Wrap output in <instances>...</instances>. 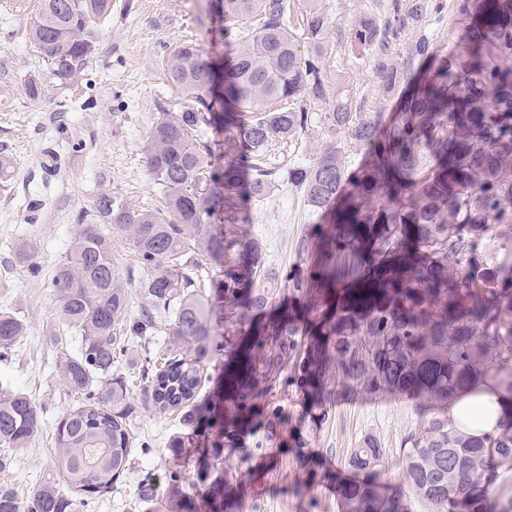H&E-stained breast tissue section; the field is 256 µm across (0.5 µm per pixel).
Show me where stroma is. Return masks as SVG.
<instances>
[{
    "label": "stroma",
    "mask_w": 512,
    "mask_h": 512,
    "mask_svg": "<svg viewBox=\"0 0 512 512\" xmlns=\"http://www.w3.org/2000/svg\"><path fill=\"white\" fill-rule=\"evenodd\" d=\"M367 0H322L332 20L324 67L329 77H342L354 93L358 110L386 125L396 115L401 88L385 89L369 57H356L348 25ZM441 16L428 17L406 32L408 39L433 36L439 53L456 51L467 25V0H447ZM37 0H0V152L13 168L0 177V308L19 316L27 330L13 355L0 359V381L28 393L44 412L43 434L23 451L16 464L0 471V483L19 492L54 466L51 425L71 400L58 380L57 355L63 335L57 300L47 288L57 262L69 250L81 216L90 214L98 194L123 197L137 209H157L162 193L153 182L143 142L161 112H176L187 101L164 76L165 59L176 45L192 40L208 55L223 54V45L206 36L208 0H112V12L98 30L96 50L78 83H55L29 28ZM44 86L40 98L26 90L30 78ZM331 102L310 106L303 131L288 142L272 145L260 163L268 169L267 189H240L247 222L244 240L256 241L264 256V276L257 285L263 306L246 307L242 326L216 315L218 340L225 348L206 370L219 379L236 344L260 335L264 324L289 317L291 348L279 369L261 378L249 422L224 439V481L238 494L236 512H341L333 474L357 478L350 465L356 448H381L382 482L405 486L399 448L428 414L414 400L389 392L360 390L337 393L341 376L328 368L326 390L307 395L299 380L318 314L316 294L304 295L296 279L315 272L320 246L332 226L312 212L293 172L308 166L326 146H336L346 171L362 154L325 121ZM34 247V263L16 257L21 242ZM131 469L107 497L82 512H148L136 503L141 474L185 469L196 471L188 448L196 437L179 413L141 410L133 430ZM182 439L185 453L170 445ZM323 475L312 478L307 463Z\"/></svg>",
    "instance_id": "stroma-1"
}]
</instances>
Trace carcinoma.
<instances>
[{"label": "carcinoma", "mask_w": 512, "mask_h": 512, "mask_svg": "<svg viewBox=\"0 0 512 512\" xmlns=\"http://www.w3.org/2000/svg\"><path fill=\"white\" fill-rule=\"evenodd\" d=\"M299 6L293 23L287 0H212L214 35L230 54L214 59L193 42L168 53L166 78L192 106L162 113L144 153L173 219L110 193L95 198L91 223L80 224L48 281L74 338L58 361L72 405L54 427L55 469L24 497L0 484V512H80L111 493L129 470L141 407L178 410L196 428L202 489L183 491L180 470L169 471L164 486L145 474L138 500H161L166 512H234L224 434L246 421L259 377L288 354L285 330L271 328L278 351L264 356L258 345L243 353L205 406L195 400L211 379L202 363L221 348L211 313L224 305L240 321L238 298L256 287L262 263L253 245L249 266H232L246 223L240 174L250 157L293 138L308 123V105L330 95L321 59L331 18L319 0ZM445 8L444 0H386L383 12L371 6L349 24L352 49L372 53L385 88L405 93L398 117L381 129L336 85L326 123L348 134L363 160L348 173L329 146L295 173L308 205L334 225L331 251L344 256L350 283L340 299L326 289L301 380L316 390L332 354L343 388L423 402L431 417L401 448L411 491L429 512H512V498L494 502L489 492L499 471L512 470V422L495 434L462 437L448 420L450 397L475 383L493 379L512 398V0H476L457 51L440 55L421 35L409 43L406 64L392 63L390 44ZM111 11L112 0H38L29 35L53 80L67 85L80 77L95 50V24ZM254 15L256 29L235 26ZM217 133L224 136L219 149ZM494 226L504 259L478 265L476 252ZM115 237L146 272L137 315L112 255ZM159 319L172 346L145 355L152 375L136 385L119 364L129 348L146 349ZM25 331L13 312L0 311V358ZM44 427L42 408L0 383V470ZM382 460L369 445L354 451L351 465L373 473ZM336 490L341 512H406L402 491L375 476L340 480Z\"/></svg>", "instance_id": "obj_1"}]
</instances>
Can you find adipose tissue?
I'll return each instance as SVG.
<instances>
[{
    "mask_svg": "<svg viewBox=\"0 0 512 512\" xmlns=\"http://www.w3.org/2000/svg\"><path fill=\"white\" fill-rule=\"evenodd\" d=\"M512 417V400L504 398L494 381L472 385L448 404V418L455 429L478 437L494 431Z\"/></svg>",
    "mask_w": 512,
    "mask_h": 512,
    "instance_id": "1",
    "label": "adipose tissue"
}]
</instances>
